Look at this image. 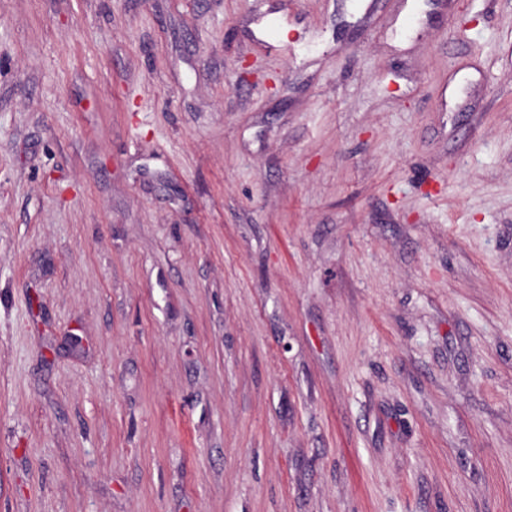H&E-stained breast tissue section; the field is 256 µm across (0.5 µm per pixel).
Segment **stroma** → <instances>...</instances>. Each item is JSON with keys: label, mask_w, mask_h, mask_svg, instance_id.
<instances>
[{"label": "stroma", "mask_w": 512, "mask_h": 512, "mask_svg": "<svg viewBox=\"0 0 512 512\" xmlns=\"http://www.w3.org/2000/svg\"><path fill=\"white\" fill-rule=\"evenodd\" d=\"M0 0V512H512V0Z\"/></svg>", "instance_id": "1"}]
</instances>
